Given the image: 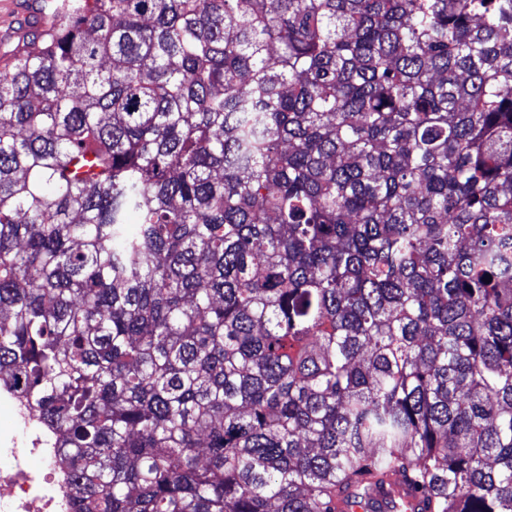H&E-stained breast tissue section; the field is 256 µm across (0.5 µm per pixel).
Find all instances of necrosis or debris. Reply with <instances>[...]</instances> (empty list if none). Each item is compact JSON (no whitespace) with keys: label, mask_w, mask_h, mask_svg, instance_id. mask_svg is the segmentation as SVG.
Returning a JSON list of instances; mask_svg holds the SVG:
<instances>
[{"label":"necrosis or debris","mask_w":512,"mask_h":512,"mask_svg":"<svg viewBox=\"0 0 512 512\" xmlns=\"http://www.w3.org/2000/svg\"><path fill=\"white\" fill-rule=\"evenodd\" d=\"M0 404L15 428L0 436V512H75L71 479L38 407L0 379Z\"/></svg>","instance_id":"1"}]
</instances>
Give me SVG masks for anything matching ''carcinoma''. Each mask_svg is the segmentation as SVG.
Here are the masks:
<instances>
[{
    "label": "carcinoma",
    "mask_w": 512,
    "mask_h": 512,
    "mask_svg": "<svg viewBox=\"0 0 512 512\" xmlns=\"http://www.w3.org/2000/svg\"><path fill=\"white\" fill-rule=\"evenodd\" d=\"M0 371L75 512H512V0H71L0 74ZM373 498L377 502L375 506L380 504V509L384 512H422L425 507L422 495L397 474H393L381 488H377ZM400 503L405 509H402Z\"/></svg>",
    "instance_id": "obj_1"
}]
</instances>
